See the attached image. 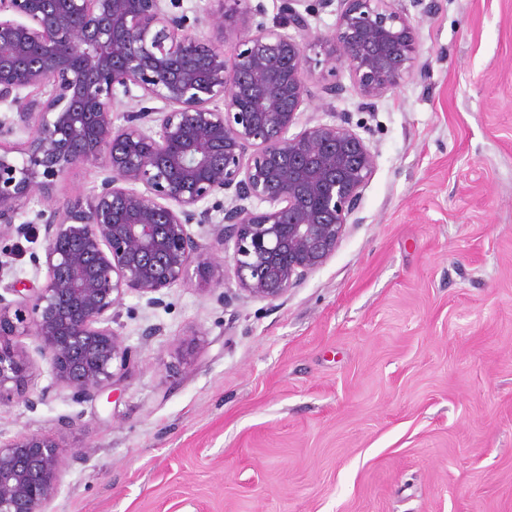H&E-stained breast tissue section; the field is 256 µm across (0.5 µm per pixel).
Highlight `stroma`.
I'll return each instance as SVG.
<instances>
[{
  "label": "stroma",
  "instance_id": "stroma-1",
  "mask_svg": "<svg viewBox=\"0 0 512 512\" xmlns=\"http://www.w3.org/2000/svg\"><path fill=\"white\" fill-rule=\"evenodd\" d=\"M401 5L411 73L366 110L347 68L323 72L300 118L348 117L375 155L321 269L273 303L229 265L226 305L194 271L162 306L125 296L137 357L112 397L39 399L40 358L0 394V438L66 450L51 512H512V0ZM104 176L74 168L53 197ZM44 207L0 239L1 286H42Z\"/></svg>",
  "mask_w": 512,
  "mask_h": 512
}]
</instances>
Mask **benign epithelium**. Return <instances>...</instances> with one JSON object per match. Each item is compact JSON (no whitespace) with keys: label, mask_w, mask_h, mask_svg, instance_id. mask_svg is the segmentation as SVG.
I'll return each mask as SVG.
<instances>
[{"label":"benign epithelium","mask_w":512,"mask_h":512,"mask_svg":"<svg viewBox=\"0 0 512 512\" xmlns=\"http://www.w3.org/2000/svg\"><path fill=\"white\" fill-rule=\"evenodd\" d=\"M180 0H0V237L25 202L46 201L45 283L0 294V393L23 391L29 336L52 386L77 402L97 399L136 351L112 327L124 296L151 306L164 290L224 268L248 297L275 302L335 254L375 159L349 120L291 133L311 101L315 67L345 65L371 104L412 71L416 20L396 0H339L335 28L314 29L306 0L264 6L211 0L194 24L165 7ZM233 40L231 53L224 44ZM139 94H133V91ZM139 109L112 114L122 99ZM161 106L156 107L154 103ZM26 142L9 141L16 129ZM107 176L84 204L56 207L69 170ZM221 213L214 221L213 213ZM211 226L217 248L192 225ZM66 457L51 434L0 440V512H50Z\"/></svg>","instance_id":"7a95c632"}]
</instances>
